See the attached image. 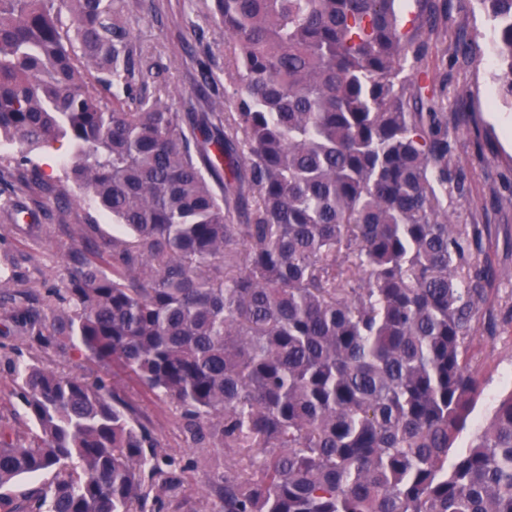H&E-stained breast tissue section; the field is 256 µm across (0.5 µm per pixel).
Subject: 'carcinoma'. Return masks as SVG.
Wrapping results in <instances>:
<instances>
[{"label":"carcinoma","mask_w":512,"mask_h":512,"mask_svg":"<svg viewBox=\"0 0 512 512\" xmlns=\"http://www.w3.org/2000/svg\"><path fill=\"white\" fill-rule=\"evenodd\" d=\"M512 101V0H480ZM222 100L149 92L125 0H0V139L26 163L67 142V179L112 216L68 256L50 329L180 408L222 448L219 512H512V393L449 456L477 394L467 344L487 226L452 224L448 130L413 76L400 0H207ZM31 423L0 425L10 512H146L181 476L117 392L12 370ZM50 479V475H45L36 479L22 478L13 483L12 485L6 486L0 489V497L3 500H19L25 494L35 489L36 487L43 484L45 481Z\"/></svg>","instance_id":"1"}]
</instances>
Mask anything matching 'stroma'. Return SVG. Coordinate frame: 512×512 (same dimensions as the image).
Listing matches in <instances>:
<instances>
[{
	"label": "stroma",
	"instance_id": "35a3bbf8",
	"mask_svg": "<svg viewBox=\"0 0 512 512\" xmlns=\"http://www.w3.org/2000/svg\"><path fill=\"white\" fill-rule=\"evenodd\" d=\"M438 7L433 29L420 39L428 46L421 66L423 85L436 89L438 123L448 126L454 179L448 185V217L454 224H485L489 231L477 256L493 269L467 350L479 389L467 426L452 448L465 451L492 417L498 401L512 392V102L499 94L498 67L490 55L493 28L480 0H432ZM134 39L143 46V69L150 90H169L174 111L188 101L223 96L231 84L224 75V30L203 0H127ZM214 82L206 84L203 73ZM43 173L31 180L18 168L16 147L0 144V297L11 309L25 298L46 305L52 291L68 281L66 257L85 242L111 240L112 220L98 214L68 183L72 150L68 143L33 150ZM35 218L15 223V203ZM35 362L69 376L112 382L140 421L152 432L160 453L193 460L180 490L157 512H216L220 505L214 476L228 460L223 450L193 446L185 421L170 401L147 389L117 366L86 361L27 338L22 327L0 332V423L26 435L21 401L13 393V361Z\"/></svg>",
	"mask_w": 512,
	"mask_h": 512
}]
</instances>
